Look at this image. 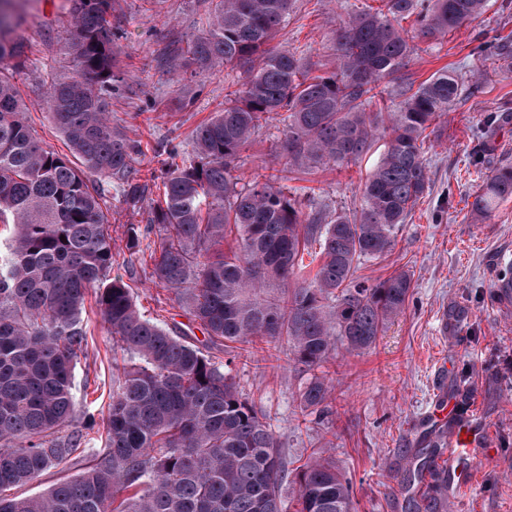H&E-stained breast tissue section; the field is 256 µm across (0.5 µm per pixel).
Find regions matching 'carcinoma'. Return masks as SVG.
<instances>
[{
	"label": "carcinoma",
	"instance_id": "1",
	"mask_svg": "<svg viewBox=\"0 0 512 512\" xmlns=\"http://www.w3.org/2000/svg\"><path fill=\"white\" fill-rule=\"evenodd\" d=\"M0 0V512H286L285 483L296 485L295 512H355L347 479L314 452L295 473L269 416L245 397L233 365L262 351L279 360L285 344L307 377L303 419L330 410L328 365L342 345L372 348L386 321L405 307L411 274L368 285L359 265L391 253L397 231L429 187L425 132L437 127L494 56L512 45L477 47L468 76L443 68L400 87L390 110L373 112L382 84L420 50L481 17L489 0H377L340 7L335 70L311 75L303 52L272 45L296 0H210L206 27L172 59L173 71L243 70L224 111L197 127L192 149L158 147L160 168L140 177V141L112 126L108 98L118 35L111 0H70L71 74L51 79L53 121L80 159L45 147L20 107L15 75L26 67L16 30L23 17ZM416 16L412 37L400 22ZM283 126L288 168L357 163L374 142L384 151L367 177L359 209L327 215L284 191L274 174L239 184L241 151L263 124ZM150 199L147 224L127 231L128 256L112 253V199L131 209ZM512 197V166L495 169L473 206L491 215ZM150 253L155 283L186 300L210 342L238 345L220 364L173 330L146 317L132 288L110 277L118 262ZM234 238L229 254L211 249ZM309 260H304V257ZM96 304L129 360L112 381L104 447L76 477L38 496L12 494L50 469L65 470L79 450L73 371L86 345L81 318ZM444 431L413 455L407 485L429 474L411 498L413 512H447L448 473L436 457Z\"/></svg>",
	"mask_w": 512,
	"mask_h": 512
}]
</instances>
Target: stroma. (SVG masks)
<instances>
[{"mask_svg": "<svg viewBox=\"0 0 512 512\" xmlns=\"http://www.w3.org/2000/svg\"><path fill=\"white\" fill-rule=\"evenodd\" d=\"M208 0H114L110 20L120 32L117 66L122 73L109 99L112 123L146 152L140 170L157 167L152 149L162 141L189 146L196 128L224 109L228 87L240 70L203 75L169 70L170 50L186 48L205 26ZM341 10L336 0H297L275 44L305 50L306 66L319 74L335 66L333 29ZM68 0H28L18 30L28 64L15 81L24 117L37 137L57 152L69 147L46 107L50 74L65 75L70 60L64 45L70 29ZM484 41L512 43V0H491L481 18L445 38L425 43L405 75L423 82L445 67L467 71ZM284 135L270 122L242 153V181L277 174L283 185L330 213H349L361 200V183L377 162L379 147L346 168L322 166L309 174L290 172ZM429 188L386 257L363 262L357 274L371 283L405 269L412 275L403 312L386 323L375 346L361 352L337 348L330 368L332 411L321 421H303L298 407L305 375L286 360L235 367L243 394L261 405L287 453L289 468L303 465L313 450L327 449L349 480L358 512H408L404 478L416 449L429 434L427 414L438 391H450L462 410L483 425L495 455L477 462L475 491L461 495L459 512H512V308L495 286L496 275L512 263V198L492 217L473 211L486 175L512 166V63H488L472 87L429 134ZM141 311L158 316L188 341L223 358L208 345L184 304L151 280L149 264L133 260L121 268ZM87 344L74 371L79 409L96 426L85 448L101 447L112 401V375L125 356L113 342L94 298L82 312Z\"/></svg>", "mask_w": 512, "mask_h": 512, "instance_id": "1", "label": "stroma"}]
</instances>
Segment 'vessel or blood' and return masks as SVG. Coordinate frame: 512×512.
<instances>
[{
    "instance_id": "b4317fda",
    "label": "vessel or blood",
    "mask_w": 512,
    "mask_h": 512,
    "mask_svg": "<svg viewBox=\"0 0 512 512\" xmlns=\"http://www.w3.org/2000/svg\"><path fill=\"white\" fill-rule=\"evenodd\" d=\"M432 416L437 423L449 426L445 461L448 465V498L454 501L461 491L474 488V466L486 454L487 439L481 425L458 416L445 396L435 398Z\"/></svg>"
}]
</instances>
